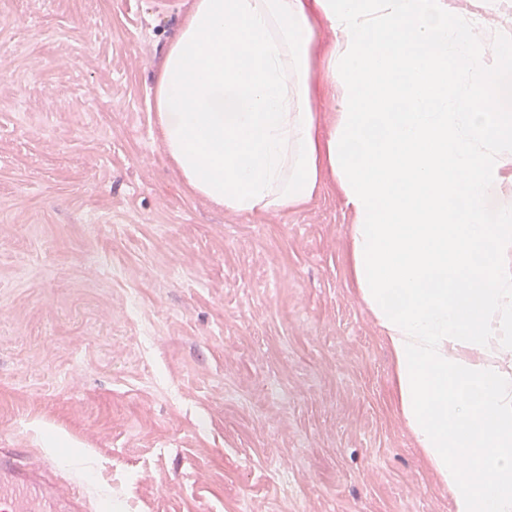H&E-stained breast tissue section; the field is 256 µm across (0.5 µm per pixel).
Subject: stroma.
<instances>
[{
    "instance_id": "obj_1",
    "label": "stroma",
    "mask_w": 512,
    "mask_h": 512,
    "mask_svg": "<svg viewBox=\"0 0 512 512\" xmlns=\"http://www.w3.org/2000/svg\"><path fill=\"white\" fill-rule=\"evenodd\" d=\"M194 2L0 0V448L85 512H452L337 190L237 215L164 155Z\"/></svg>"
}]
</instances>
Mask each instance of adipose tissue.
<instances>
[{
	"label": "adipose tissue",
	"mask_w": 512,
	"mask_h": 512,
	"mask_svg": "<svg viewBox=\"0 0 512 512\" xmlns=\"http://www.w3.org/2000/svg\"><path fill=\"white\" fill-rule=\"evenodd\" d=\"M154 112L225 210L298 209L333 180L417 448L454 512H512V0H195Z\"/></svg>",
	"instance_id": "adipose-tissue-1"
}]
</instances>
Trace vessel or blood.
Returning <instances> with one entry per match:
<instances>
[{
  "label": "vessel or blood",
  "mask_w": 512,
  "mask_h": 512,
  "mask_svg": "<svg viewBox=\"0 0 512 512\" xmlns=\"http://www.w3.org/2000/svg\"><path fill=\"white\" fill-rule=\"evenodd\" d=\"M21 448H0V512H81L83 504L70 492L44 488L37 468L24 469Z\"/></svg>",
  "instance_id": "1"
}]
</instances>
